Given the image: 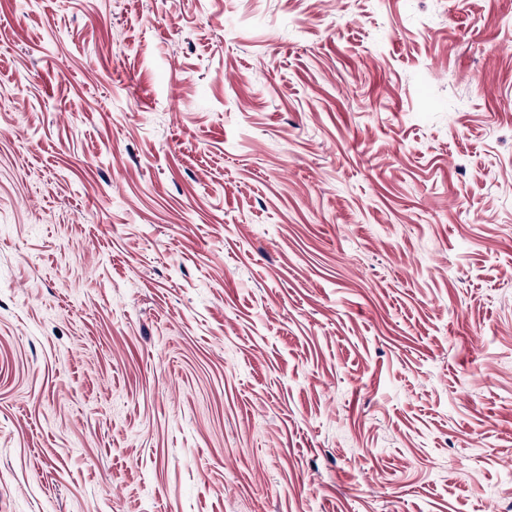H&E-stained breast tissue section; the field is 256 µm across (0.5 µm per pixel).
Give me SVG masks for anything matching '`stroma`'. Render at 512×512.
Wrapping results in <instances>:
<instances>
[{
  "instance_id": "stroma-1",
  "label": "stroma",
  "mask_w": 512,
  "mask_h": 512,
  "mask_svg": "<svg viewBox=\"0 0 512 512\" xmlns=\"http://www.w3.org/2000/svg\"><path fill=\"white\" fill-rule=\"evenodd\" d=\"M0 512H512V0H0Z\"/></svg>"
}]
</instances>
